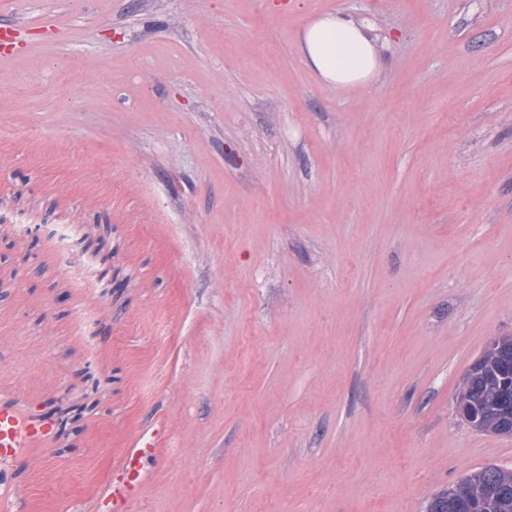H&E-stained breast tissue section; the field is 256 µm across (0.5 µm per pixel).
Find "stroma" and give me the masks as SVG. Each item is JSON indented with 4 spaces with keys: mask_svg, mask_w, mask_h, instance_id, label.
Masks as SVG:
<instances>
[{
    "mask_svg": "<svg viewBox=\"0 0 512 512\" xmlns=\"http://www.w3.org/2000/svg\"><path fill=\"white\" fill-rule=\"evenodd\" d=\"M337 12L378 38L370 86L301 60ZM0 26V406L54 428L7 512H88L157 422L131 512H425L512 468L456 406L512 336V0H26Z\"/></svg>",
    "mask_w": 512,
    "mask_h": 512,
    "instance_id": "1",
    "label": "stroma"
}]
</instances>
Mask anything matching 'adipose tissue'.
Listing matches in <instances>:
<instances>
[{"mask_svg": "<svg viewBox=\"0 0 512 512\" xmlns=\"http://www.w3.org/2000/svg\"><path fill=\"white\" fill-rule=\"evenodd\" d=\"M304 63L329 84L366 86L382 61L367 22L341 13L309 24L299 40Z\"/></svg>", "mask_w": 512, "mask_h": 512, "instance_id": "ef3b65f1", "label": "adipose tissue"}]
</instances>
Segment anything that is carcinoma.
I'll use <instances>...</instances> for the list:
<instances>
[{
	"instance_id": "cac0c4a2",
	"label": "carcinoma",
	"mask_w": 512,
	"mask_h": 512,
	"mask_svg": "<svg viewBox=\"0 0 512 512\" xmlns=\"http://www.w3.org/2000/svg\"><path fill=\"white\" fill-rule=\"evenodd\" d=\"M512 337L496 339L485 347L463 379L456 404L463 420L477 431L503 434L512 421ZM471 497L481 512H512V470L489 465L466 474L456 484L434 495L427 512H454L456 501Z\"/></svg>"
}]
</instances>
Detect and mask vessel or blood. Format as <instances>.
<instances>
[{"label": "vessel or blood", "mask_w": 512, "mask_h": 512, "mask_svg": "<svg viewBox=\"0 0 512 512\" xmlns=\"http://www.w3.org/2000/svg\"><path fill=\"white\" fill-rule=\"evenodd\" d=\"M165 435V427L159 425L139 436L92 512H130L146 483L142 460L158 453ZM52 436V426L28 408L1 406L0 466L9 465L29 449L47 446Z\"/></svg>", "instance_id": "1"}]
</instances>
